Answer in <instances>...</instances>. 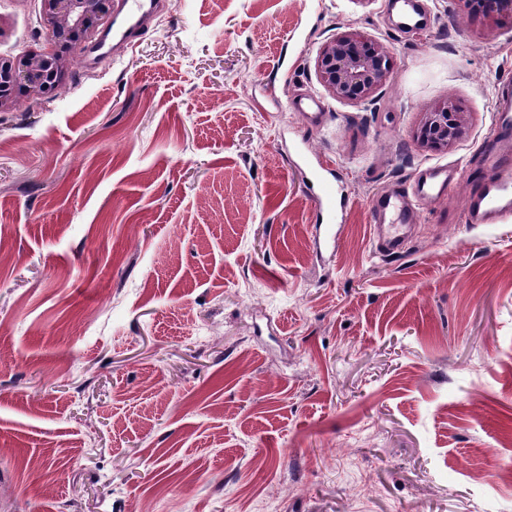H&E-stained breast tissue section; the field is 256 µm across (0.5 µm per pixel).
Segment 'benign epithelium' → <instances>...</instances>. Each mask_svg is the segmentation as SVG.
I'll use <instances>...</instances> for the list:
<instances>
[{"mask_svg": "<svg viewBox=\"0 0 512 512\" xmlns=\"http://www.w3.org/2000/svg\"><path fill=\"white\" fill-rule=\"evenodd\" d=\"M41 23L51 47L20 56L0 55V112L13 110L17 98L40 99L70 78L78 46L96 26L111 16L112 0H41ZM469 15L480 14L501 29L512 21V0H456ZM315 73L323 88L337 100L366 103L392 77L388 51L355 30L339 32L323 42L315 57ZM468 115L450 97L420 113L414 130L417 144L443 151L467 137Z\"/></svg>", "mask_w": 512, "mask_h": 512, "instance_id": "7a95c632", "label": "benign epithelium"}]
</instances>
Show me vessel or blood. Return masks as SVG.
<instances>
[{"label": "vessel or blood", "mask_w": 512, "mask_h": 512, "mask_svg": "<svg viewBox=\"0 0 512 512\" xmlns=\"http://www.w3.org/2000/svg\"><path fill=\"white\" fill-rule=\"evenodd\" d=\"M156 6V0H113V37L123 40L134 37ZM394 8L401 29L424 28V16L416 0H395ZM492 136L496 139L512 137L511 78L505 79L497 89ZM298 159L310 175L316 207L325 224L324 247L335 250L339 240L335 222L341 190L336 184L333 166L328 159L305 151L299 153ZM483 165L488 175L473 189L467 203L466 221L470 224H495L512 214V159L488 148L483 153ZM459 176L458 169L432 166L421 172L411 192L371 201V222L376 228L380 249L390 255L402 252L406 246L404 229L413 222L410 199L423 200L448 193Z\"/></svg>", "instance_id": "1"}]
</instances>
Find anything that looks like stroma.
<instances>
[{
	"instance_id": "stroma-1",
	"label": "stroma",
	"mask_w": 512,
	"mask_h": 512,
	"mask_svg": "<svg viewBox=\"0 0 512 512\" xmlns=\"http://www.w3.org/2000/svg\"><path fill=\"white\" fill-rule=\"evenodd\" d=\"M420 3L413 34L388 0H165L0 112V512H512V215L465 221L512 32ZM40 11L0 0V55ZM349 29L393 58L370 103L314 71ZM449 96L468 137L418 147ZM293 140L348 198L328 259ZM438 164L376 253L371 199ZM459 176L460 171L457 168L447 165L428 167L421 172L412 188V193L418 200L447 194Z\"/></svg>"
}]
</instances>
